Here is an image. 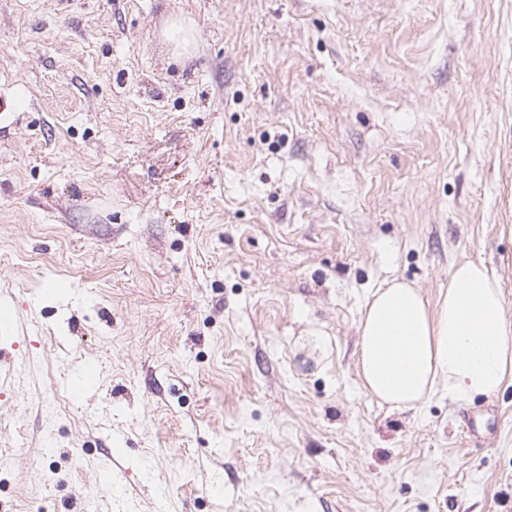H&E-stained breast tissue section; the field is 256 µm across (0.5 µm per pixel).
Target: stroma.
<instances>
[{"instance_id": "stroma-1", "label": "stroma", "mask_w": 512, "mask_h": 512, "mask_svg": "<svg viewBox=\"0 0 512 512\" xmlns=\"http://www.w3.org/2000/svg\"><path fill=\"white\" fill-rule=\"evenodd\" d=\"M464 260L512 323V0H0V512H512V382L358 374Z\"/></svg>"}]
</instances>
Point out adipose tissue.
I'll use <instances>...</instances> for the list:
<instances>
[{"instance_id": "1", "label": "adipose tissue", "mask_w": 512, "mask_h": 512, "mask_svg": "<svg viewBox=\"0 0 512 512\" xmlns=\"http://www.w3.org/2000/svg\"><path fill=\"white\" fill-rule=\"evenodd\" d=\"M504 291L483 264L454 266L437 304L408 283L375 289L359 324L363 388L398 410L417 408L439 388L450 398L496 396L512 380V324Z\"/></svg>"}]
</instances>
